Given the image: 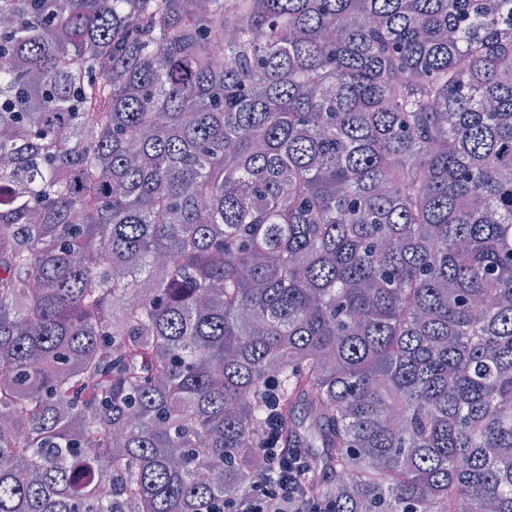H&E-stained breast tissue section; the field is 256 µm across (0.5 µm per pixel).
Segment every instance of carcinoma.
Here are the masks:
<instances>
[{"mask_svg": "<svg viewBox=\"0 0 512 512\" xmlns=\"http://www.w3.org/2000/svg\"><path fill=\"white\" fill-rule=\"evenodd\" d=\"M206 2L0 0V512H512V0ZM261 448L276 477L261 473L252 491L236 502L234 512H331L304 488L308 459L301 448Z\"/></svg>", "mask_w": 512, "mask_h": 512, "instance_id": "1", "label": "carcinoma"}]
</instances>
